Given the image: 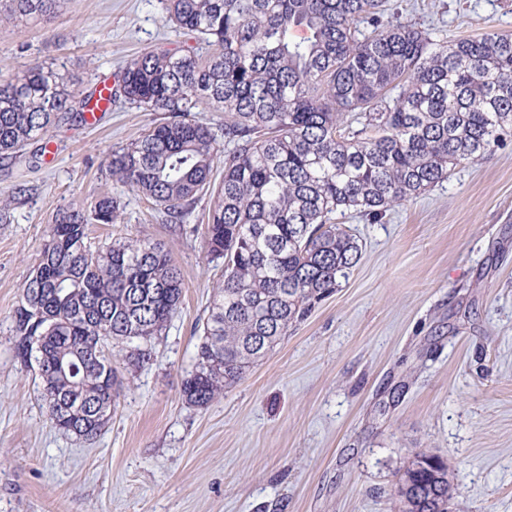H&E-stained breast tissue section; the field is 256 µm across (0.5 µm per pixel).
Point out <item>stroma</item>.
<instances>
[{
    "instance_id": "35a3bbf8",
    "label": "stroma",
    "mask_w": 512,
    "mask_h": 512,
    "mask_svg": "<svg viewBox=\"0 0 512 512\" xmlns=\"http://www.w3.org/2000/svg\"><path fill=\"white\" fill-rule=\"evenodd\" d=\"M448 39L512 33V0H388ZM207 55L167 22L161 0H63L47 24H0V75L39 62L81 91L139 52ZM163 119L119 100L96 122L50 133L39 165L0 158V195L23 192L0 224V512H399L410 459L445 458L461 512H512V137L380 221L349 210L359 263L223 397L185 402L221 272L200 234L179 232L105 173L112 151ZM121 196L93 242H162L182 302L149 361L112 358L120 406L91 442L53 428L40 380L12 352L11 314L58 210Z\"/></svg>"
}]
</instances>
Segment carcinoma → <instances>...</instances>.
<instances>
[{
	"instance_id": "obj_1",
	"label": "carcinoma",
	"mask_w": 512,
	"mask_h": 512,
	"mask_svg": "<svg viewBox=\"0 0 512 512\" xmlns=\"http://www.w3.org/2000/svg\"><path fill=\"white\" fill-rule=\"evenodd\" d=\"M60 6L0 0V23H41ZM164 8L211 46L207 56L146 49L77 106L80 78L31 63L0 79V156L45 138L72 112H106L121 97L165 113L113 151L106 172L168 224L188 223L210 198L207 224L193 231H203L222 279L182 385L185 401L204 408L357 265L358 240L332 214L378 216L414 200L512 131V33L450 42L385 14L382 0H165ZM196 109L224 113V124L201 122ZM123 209L106 192L57 212L11 315L15 354L35 363L49 422L86 440L118 407L122 376L109 346L131 362L150 358L183 293L164 243L88 240L87 224H116ZM398 494L403 512H456L450 467L434 455L414 456Z\"/></svg>"
}]
</instances>
